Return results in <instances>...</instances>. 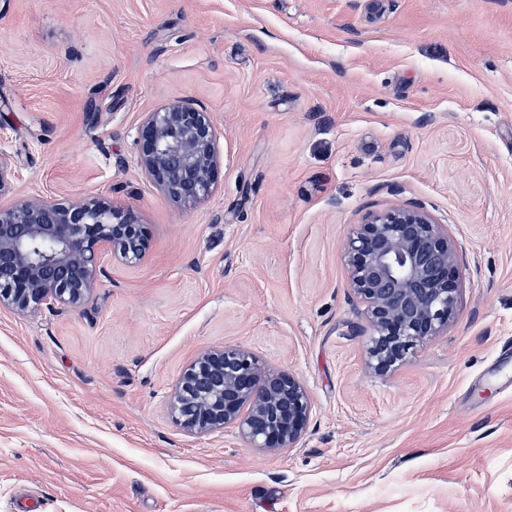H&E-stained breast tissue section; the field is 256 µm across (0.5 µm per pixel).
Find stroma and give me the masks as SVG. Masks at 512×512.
I'll return each mask as SVG.
<instances>
[{
	"label": "stroma",
	"instance_id": "obj_1",
	"mask_svg": "<svg viewBox=\"0 0 512 512\" xmlns=\"http://www.w3.org/2000/svg\"><path fill=\"white\" fill-rule=\"evenodd\" d=\"M210 113L219 181L177 206L144 113ZM0 200L98 199L150 231L77 309L0 307V512H512V0H0ZM425 206L458 316L387 375L341 253ZM306 386L296 447L171 418L193 357Z\"/></svg>",
	"mask_w": 512,
	"mask_h": 512
}]
</instances>
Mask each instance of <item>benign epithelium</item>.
Instances as JSON below:
<instances>
[{
    "label": "benign epithelium",
    "instance_id": "benign-epithelium-1",
    "mask_svg": "<svg viewBox=\"0 0 512 512\" xmlns=\"http://www.w3.org/2000/svg\"><path fill=\"white\" fill-rule=\"evenodd\" d=\"M138 165L182 208L209 198L218 181L210 113L177 100L145 115ZM149 231L130 210L98 200L20 199L0 206V306L31 314L80 307L96 287L100 256L140 260ZM347 288L363 306L367 367L379 375L448 329L458 315L463 270L456 241L421 206H394L350 228L342 254ZM173 420L208 435L233 428L250 447L292 448L312 402L295 375L240 346L208 349L183 370L170 395Z\"/></svg>",
    "mask_w": 512,
    "mask_h": 512
}]
</instances>
